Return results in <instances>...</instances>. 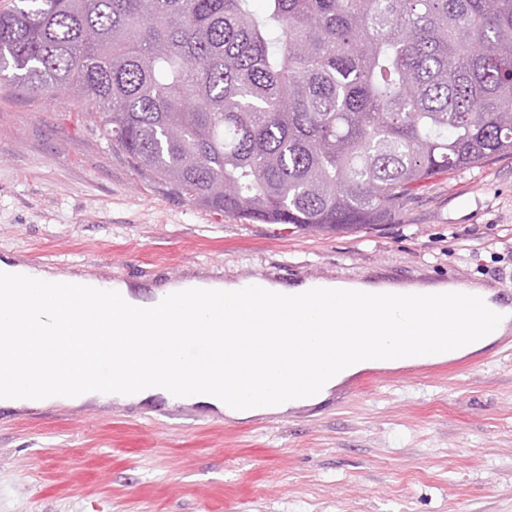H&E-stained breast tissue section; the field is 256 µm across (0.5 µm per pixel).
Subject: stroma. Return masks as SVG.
Here are the masks:
<instances>
[{
  "mask_svg": "<svg viewBox=\"0 0 512 512\" xmlns=\"http://www.w3.org/2000/svg\"><path fill=\"white\" fill-rule=\"evenodd\" d=\"M0 259L142 290L179 272L285 286L454 274L512 299V155L436 175L361 233L280 230L141 176L70 94L0 79ZM0 512H512V340L365 369L268 419L1 406Z\"/></svg>",
  "mask_w": 512,
  "mask_h": 512,
  "instance_id": "35a3bbf8",
  "label": "stroma"
}]
</instances>
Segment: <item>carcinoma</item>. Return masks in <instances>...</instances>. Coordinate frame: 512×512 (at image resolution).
<instances>
[{
  "label": "carcinoma",
  "instance_id": "carcinoma-1",
  "mask_svg": "<svg viewBox=\"0 0 512 512\" xmlns=\"http://www.w3.org/2000/svg\"><path fill=\"white\" fill-rule=\"evenodd\" d=\"M13 0L0 77L76 96L135 170L323 232L512 154V0Z\"/></svg>",
  "mask_w": 512,
  "mask_h": 512
}]
</instances>
